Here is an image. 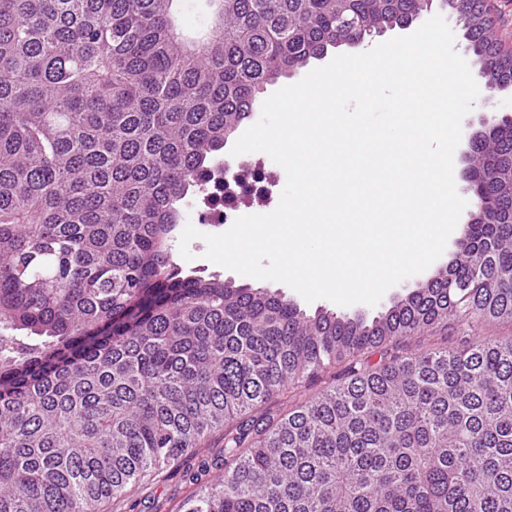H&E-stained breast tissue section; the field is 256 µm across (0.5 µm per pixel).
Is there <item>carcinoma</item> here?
I'll return each mask as SVG.
<instances>
[{"label": "carcinoma", "instance_id": "carcinoma-1", "mask_svg": "<svg viewBox=\"0 0 512 512\" xmlns=\"http://www.w3.org/2000/svg\"><path fill=\"white\" fill-rule=\"evenodd\" d=\"M181 2L0 0V512H99L216 427L181 512H512V339L470 336L512 322V124L473 142L454 260L372 318L184 276L171 244L266 85L433 0H207L198 32ZM441 2L511 89L485 0Z\"/></svg>", "mask_w": 512, "mask_h": 512}]
</instances>
